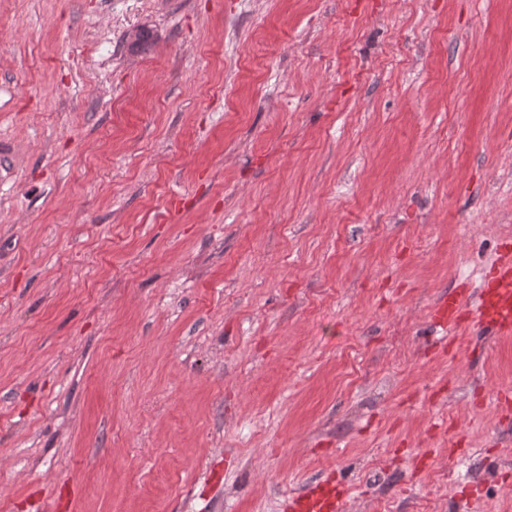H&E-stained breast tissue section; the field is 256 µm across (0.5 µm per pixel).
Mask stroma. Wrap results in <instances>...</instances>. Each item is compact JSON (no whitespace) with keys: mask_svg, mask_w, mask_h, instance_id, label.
Masks as SVG:
<instances>
[{"mask_svg":"<svg viewBox=\"0 0 512 512\" xmlns=\"http://www.w3.org/2000/svg\"><path fill=\"white\" fill-rule=\"evenodd\" d=\"M509 247L512 0H0V512H512ZM467 289L443 296L439 302V319L456 326L462 311L468 313L471 323L479 330H495L501 334L512 333V254L500 256L496 270L485 279L480 289V302L467 308L463 296ZM291 512H345L347 492L327 484H312L288 496Z\"/></svg>","mask_w":512,"mask_h":512,"instance_id":"35a3bbf8","label":"stroma"}]
</instances>
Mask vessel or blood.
<instances>
[{"instance_id": "1", "label": "vessel or blood", "mask_w": 512, "mask_h": 512, "mask_svg": "<svg viewBox=\"0 0 512 512\" xmlns=\"http://www.w3.org/2000/svg\"><path fill=\"white\" fill-rule=\"evenodd\" d=\"M469 315L477 329L512 333V254H503L495 271L487 276L480 290V302L467 308L462 292L442 297L439 318L449 325H458L462 315ZM290 512H346L345 490L327 484H312L291 493Z\"/></svg>"}]
</instances>
